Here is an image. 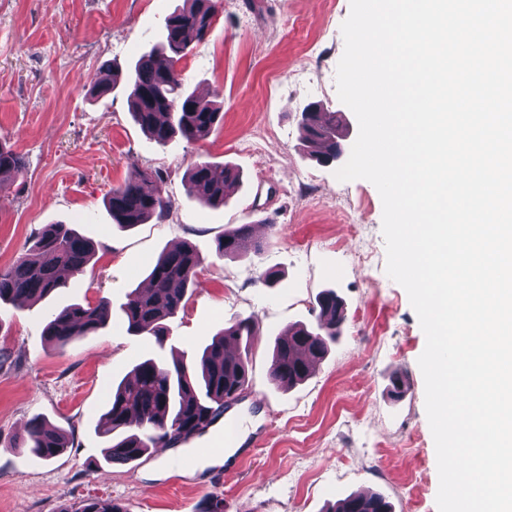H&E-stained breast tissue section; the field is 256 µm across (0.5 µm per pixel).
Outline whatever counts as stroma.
I'll return each instance as SVG.
<instances>
[{
  "label": "stroma",
  "mask_w": 512,
  "mask_h": 512,
  "mask_svg": "<svg viewBox=\"0 0 512 512\" xmlns=\"http://www.w3.org/2000/svg\"><path fill=\"white\" fill-rule=\"evenodd\" d=\"M182 3L0 0V142L25 163L0 182V267L26 254L46 224L72 225L96 246L84 273L51 300L0 307V512H74L95 498L125 512H198L213 494L225 512H326L363 491L386 496L394 512H438L418 366L426 338L407 292L386 273L381 197L367 180H338V163H318L299 130L317 103L339 113L343 150L358 136L335 79L350 0H224L210 36L178 64L189 90L223 100L224 120L206 140L161 146L133 121L125 86L100 98L88 90L102 64L129 70L158 44ZM198 161L240 170L223 206L187 194L183 178ZM134 169L150 174L171 209L163 221L121 229L104 199ZM240 224H271L275 234L260 252L220 256L218 238ZM184 241L202 263L165 346L129 335L120 310L127 294L164 249ZM269 269L281 275L270 286L260 280ZM326 289L345 304L340 336L305 383L274 388L276 337L314 325ZM101 299L113 307L108 328L62 351L46 345L56 307ZM240 317L252 318L257 334L249 386L229 413L263 431L261 446L230 453L219 420L135 462H106L97 425L112 386L143 358L175 350L196 358ZM35 417L65 434L63 454L45 460L17 447Z\"/></svg>",
  "instance_id": "35a3bbf8"
}]
</instances>
